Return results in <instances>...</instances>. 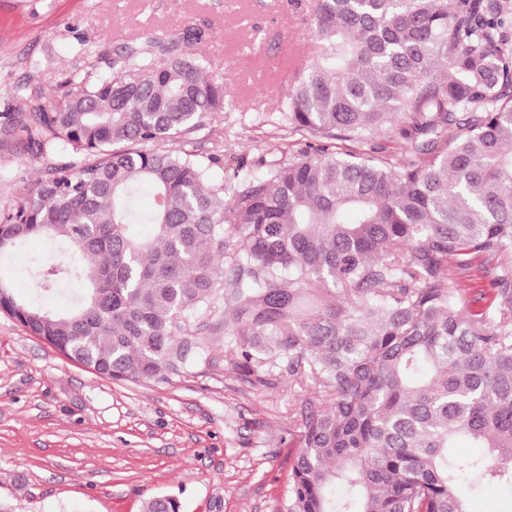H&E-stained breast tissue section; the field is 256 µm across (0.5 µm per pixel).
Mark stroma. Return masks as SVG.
Masks as SVG:
<instances>
[{
	"mask_svg": "<svg viewBox=\"0 0 512 512\" xmlns=\"http://www.w3.org/2000/svg\"><path fill=\"white\" fill-rule=\"evenodd\" d=\"M310 0H0V112L58 99L103 53L191 25L222 77L228 105L193 147L218 156L225 180L300 151L280 106L284 62L312 55ZM40 173L0 151V209ZM210 361L165 379L94 374L0 314V512H142L172 495L183 512H281L296 443L289 415L308 395L256 387L224 360V337L203 332Z\"/></svg>",
	"mask_w": 512,
	"mask_h": 512,
	"instance_id": "35a3bbf8",
	"label": "stroma"
}]
</instances>
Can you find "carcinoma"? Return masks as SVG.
Here are the masks:
<instances>
[{
    "mask_svg": "<svg viewBox=\"0 0 512 512\" xmlns=\"http://www.w3.org/2000/svg\"><path fill=\"white\" fill-rule=\"evenodd\" d=\"M309 23L281 108L305 149L234 185L190 148L226 106L190 27L1 112L48 166L0 210V257L49 239L33 289L88 287L59 313L0 271V313L116 381L209 359L207 328L250 383L304 382L285 512H473L461 476L512 487V0H313Z\"/></svg>",
    "mask_w": 512,
    "mask_h": 512,
    "instance_id": "cac0c4a2",
    "label": "carcinoma"
}]
</instances>
